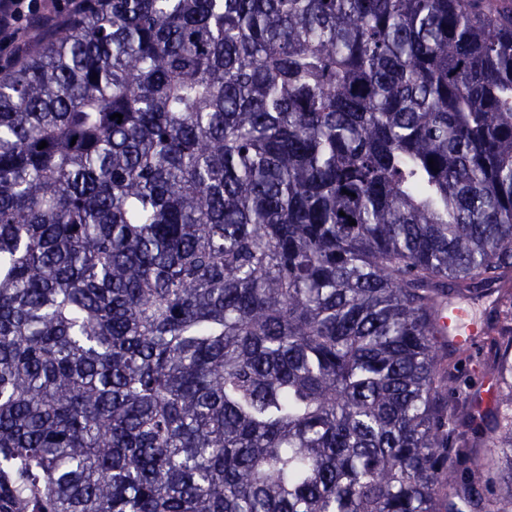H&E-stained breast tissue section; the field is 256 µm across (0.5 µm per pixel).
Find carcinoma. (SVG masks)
I'll return each instance as SVG.
<instances>
[{"mask_svg":"<svg viewBox=\"0 0 512 512\" xmlns=\"http://www.w3.org/2000/svg\"><path fill=\"white\" fill-rule=\"evenodd\" d=\"M33 35L0 512H512V0H86ZM456 295L493 298L484 409L448 405Z\"/></svg>","mask_w":512,"mask_h":512,"instance_id":"carcinoma-1","label":"carcinoma"}]
</instances>
